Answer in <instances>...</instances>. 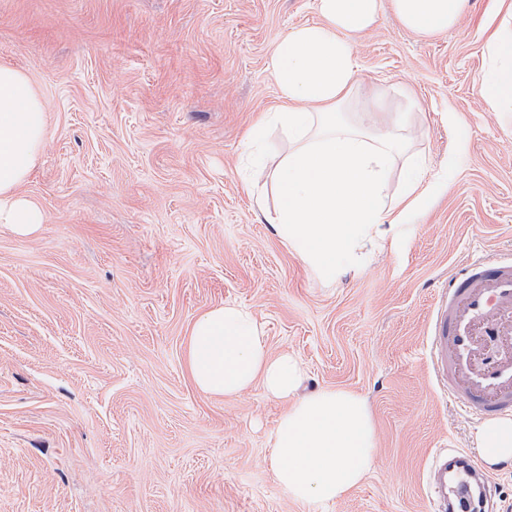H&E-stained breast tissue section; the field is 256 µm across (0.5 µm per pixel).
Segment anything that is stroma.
Masks as SVG:
<instances>
[{
  "instance_id": "1",
  "label": "stroma",
  "mask_w": 512,
  "mask_h": 512,
  "mask_svg": "<svg viewBox=\"0 0 512 512\" xmlns=\"http://www.w3.org/2000/svg\"><path fill=\"white\" fill-rule=\"evenodd\" d=\"M489 4L429 39L387 9L354 39L359 86L409 108L425 181L456 166L362 271L326 283L274 233L252 171L287 131L248 140L281 103L273 49L320 23L317 0H0V64L47 113L23 188L46 222L0 229V512H312L268 464L285 403L189 377L191 325L224 304L300 361L303 392L370 406L374 468L327 512H434L431 455L471 457L479 426L427 358L438 285L473 250L512 251V112L479 93ZM476 468L491 478L474 512H512V464Z\"/></svg>"
}]
</instances>
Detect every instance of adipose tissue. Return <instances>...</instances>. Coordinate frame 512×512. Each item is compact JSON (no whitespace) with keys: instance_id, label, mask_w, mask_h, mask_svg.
Returning a JSON list of instances; mask_svg holds the SVG:
<instances>
[{"instance_id":"1","label":"adipose tissue","mask_w":512,"mask_h":512,"mask_svg":"<svg viewBox=\"0 0 512 512\" xmlns=\"http://www.w3.org/2000/svg\"><path fill=\"white\" fill-rule=\"evenodd\" d=\"M467 0H318L320 23L292 30L275 47L270 68L282 103L255 126L288 131L291 147L272 170L277 201L272 228L322 280L364 267L369 249L404 224L433 194L418 163L409 162L396 196L387 197L390 171L412 133L404 118L391 124L351 112L367 109L356 90L352 42L373 27L383 6L421 37L454 27ZM489 62L479 91L500 112H512V0H495L486 20ZM47 133L42 99L20 70L0 65V227L26 237L45 222L39 204L22 193ZM194 386L212 397H233L261 386L286 410L268 436L269 465L282 493L315 507L357 487L374 464L376 432L361 395L344 389L297 391L303 372L288 354L270 356L262 326L236 305L200 314L186 342ZM475 444L488 466L512 462V417L485 421Z\"/></svg>"}]
</instances>
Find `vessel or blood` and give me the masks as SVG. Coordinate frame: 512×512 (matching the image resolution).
<instances>
[{"instance_id": "1", "label": "vessel or blood", "mask_w": 512, "mask_h": 512, "mask_svg": "<svg viewBox=\"0 0 512 512\" xmlns=\"http://www.w3.org/2000/svg\"><path fill=\"white\" fill-rule=\"evenodd\" d=\"M428 353L438 387L463 414L512 411V256L475 254L452 268L429 322ZM427 494L448 500V456L433 454Z\"/></svg>"}]
</instances>
